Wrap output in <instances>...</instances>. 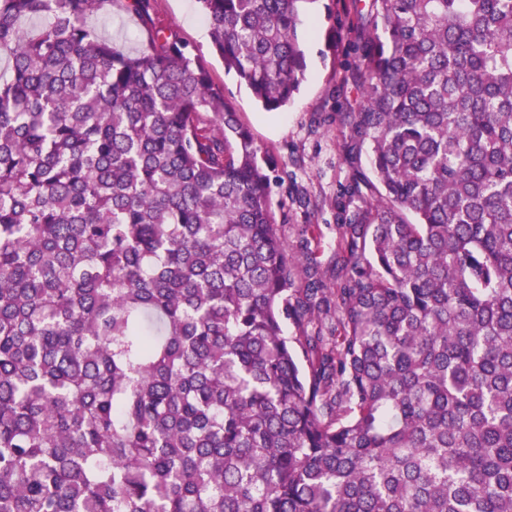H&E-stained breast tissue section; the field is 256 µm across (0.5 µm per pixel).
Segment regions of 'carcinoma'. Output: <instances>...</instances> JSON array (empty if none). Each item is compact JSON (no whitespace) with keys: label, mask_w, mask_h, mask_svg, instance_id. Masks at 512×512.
Here are the masks:
<instances>
[{"label":"carcinoma","mask_w":512,"mask_h":512,"mask_svg":"<svg viewBox=\"0 0 512 512\" xmlns=\"http://www.w3.org/2000/svg\"><path fill=\"white\" fill-rule=\"evenodd\" d=\"M109 2L0 0V512H512V0H353L303 288L250 129L173 33L101 38ZM196 2L286 107L304 0Z\"/></svg>","instance_id":"obj_1"}]
</instances>
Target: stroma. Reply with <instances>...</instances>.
I'll return each mask as SVG.
<instances>
[{"instance_id":"35a3bbf8","label":"stroma","mask_w":512,"mask_h":512,"mask_svg":"<svg viewBox=\"0 0 512 512\" xmlns=\"http://www.w3.org/2000/svg\"><path fill=\"white\" fill-rule=\"evenodd\" d=\"M299 33L305 43L306 78L283 111H262L213 51L207 24L195 0H149L147 17L130 0H112L107 12L88 23L129 53L138 52L148 27L172 31L198 57L214 91L238 112L255 143L277 163L281 180L271 189L279 232L293 252H300L303 231L321 240L320 272H327L336 249L338 196L352 168L343 153L349 135L339 114L357 111L361 91L350 74L358 61L359 39L351 0H304Z\"/></svg>"}]
</instances>
